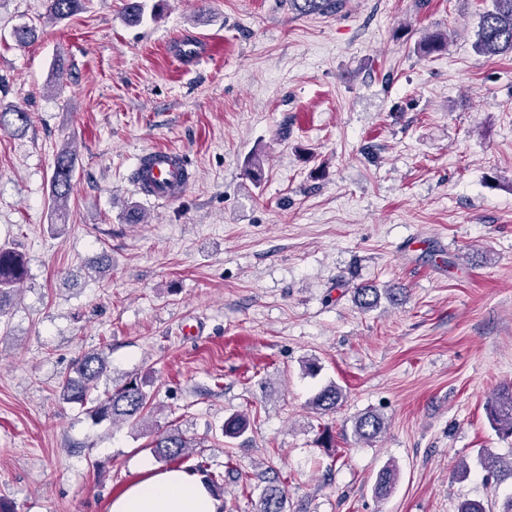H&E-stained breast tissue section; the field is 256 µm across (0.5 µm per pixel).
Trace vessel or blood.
Returning <instances> with one entry per match:
<instances>
[{"mask_svg":"<svg viewBox=\"0 0 512 512\" xmlns=\"http://www.w3.org/2000/svg\"><path fill=\"white\" fill-rule=\"evenodd\" d=\"M137 170L138 190L157 201L176 199L191 182L184 157L176 150L159 149L140 155Z\"/></svg>","mask_w":512,"mask_h":512,"instance_id":"obj_1","label":"vessel or blood"}]
</instances>
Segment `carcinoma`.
Wrapping results in <instances>:
<instances>
[{"mask_svg":"<svg viewBox=\"0 0 512 512\" xmlns=\"http://www.w3.org/2000/svg\"><path fill=\"white\" fill-rule=\"evenodd\" d=\"M292 10L301 15L327 14L339 11L343 0H288ZM82 8V0H49L48 15L55 20L66 19ZM475 46L487 56L512 54V0H492L491 9L485 11L476 31ZM30 125V115L20 109L0 112V127H11L16 133H23ZM75 172L72 150L65 148L54 158L51 175L50 202L55 212H63L71 195ZM27 261L24 255L11 249L0 248V315L3 314L4 300L20 288L27 276ZM355 301L363 310L378 306L380 293L376 288L365 286L356 289ZM107 369L103 353L91 351L78 361L77 377L64 383L63 397L81 405L91 404L90 416L98 421L129 423L138 426L144 421L145 411L151 404L150 395L143 383L129 380L101 398L95 395L98 382ZM342 389L331 382L320 389L308 402L315 413L325 415L336 412L341 403ZM486 414L492 425L504 437H512V384H504L493 392L486 403ZM384 416L366 412L353 423L354 437L359 441L371 442L386 429ZM247 429V420L241 415H232L224 421L222 434L227 439L240 437ZM156 457L164 462H173L185 457L192 442L176 431L155 435L152 442ZM481 467L490 476L498 479L512 478V456L504 458L492 453L479 456ZM399 476L395 464L389 463L379 471L375 495L384 499L392 492ZM258 512H284V494L277 486L267 487L261 497Z\"/></svg>","mask_w":512,"mask_h":512,"instance_id":"carcinoma-1","label":"carcinoma"}]
</instances>
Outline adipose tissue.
Masks as SVG:
<instances>
[{
  "label": "adipose tissue",
  "instance_id": "ef3b65f1",
  "mask_svg": "<svg viewBox=\"0 0 512 512\" xmlns=\"http://www.w3.org/2000/svg\"><path fill=\"white\" fill-rule=\"evenodd\" d=\"M145 475L115 496L109 512H220L203 475L185 467L145 466Z\"/></svg>",
  "mask_w": 512,
  "mask_h": 512
}]
</instances>
